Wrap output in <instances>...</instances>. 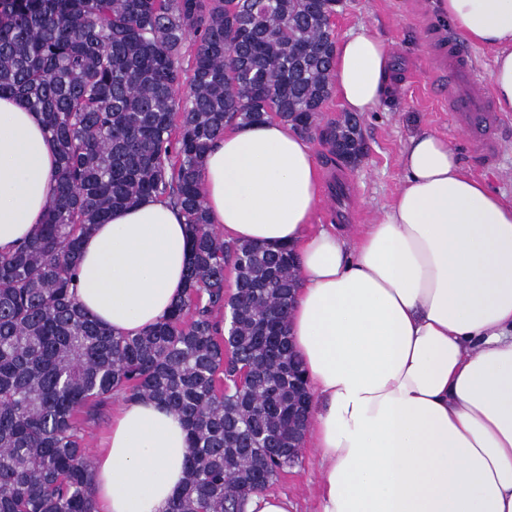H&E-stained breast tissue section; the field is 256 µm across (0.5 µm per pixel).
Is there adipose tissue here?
<instances>
[{"label": "adipose tissue", "mask_w": 512, "mask_h": 512, "mask_svg": "<svg viewBox=\"0 0 512 512\" xmlns=\"http://www.w3.org/2000/svg\"><path fill=\"white\" fill-rule=\"evenodd\" d=\"M439 2L493 50L496 108L512 112V0ZM333 76L347 111H373L390 83L387 44L346 36ZM402 164L397 196L353 247L335 228L311 231L321 170L286 123L226 128L201 182L226 239L298 255L289 336L314 395L318 512H512V203L432 134L411 137ZM57 168L41 114L1 96L0 253L43 223ZM188 257L185 219L166 200L113 211L83 239L78 302L137 334L183 297ZM187 453L164 404L122 402L94 458L97 512H166Z\"/></svg>", "instance_id": "obj_1"}]
</instances>
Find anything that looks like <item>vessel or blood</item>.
<instances>
[{
  "label": "vessel or blood",
  "mask_w": 512,
  "mask_h": 512,
  "mask_svg": "<svg viewBox=\"0 0 512 512\" xmlns=\"http://www.w3.org/2000/svg\"><path fill=\"white\" fill-rule=\"evenodd\" d=\"M428 48L436 60L437 70L449 72L452 77L448 104L460 128L472 142L480 160L493 162L499 148L498 123L476 81L469 56L442 31L435 33Z\"/></svg>",
  "instance_id": "obj_1"
}]
</instances>
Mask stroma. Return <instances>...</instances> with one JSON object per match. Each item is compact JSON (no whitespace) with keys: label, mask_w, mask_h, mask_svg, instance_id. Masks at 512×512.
<instances>
[{"label":"stroma","mask_w":512,"mask_h":512,"mask_svg":"<svg viewBox=\"0 0 512 512\" xmlns=\"http://www.w3.org/2000/svg\"><path fill=\"white\" fill-rule=\"evenodd\" d=\"M433 2L344 0L334 19L337 38L363 30L385 40L390 52L391 92L376 111L361 116L365 154L358 165H336L327 147L312 141L319 165L328 176L315 224L342 226L354 236L362 225L374 223L403 184L402 152L408 140L422 131L447 139L466 174L512 202V114L500 118L496 164L481 165L471 143L451 122L448 74L433 71L428 60L429 35L443 25ZM319 479L314 451L308 445L302 448L298 463L274 479L268 490L288 496L296 512H315Z\"/></svg>","instance_id":"1"}]
</instances>
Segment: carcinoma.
I'll list each match as a JSON object with an SVG mask.
<instances>
[{"mask_svg": "<svg viewBox=\"0 0 512 512\" xmlns=\"http://www.w3.org/2000/svg\"><path fill=\"white\" fill-rule=\"evenodd\" d=\"M335 17L336 0H0V95L43 115L59 156L45 222L0 254V512H95L84 424L118 394L164 403L186 429L185 485L166 512H245L298 462L294 411L311 398L288 330L298 261L224 241L200 168L227 123L273 115L344 166L364 156L355 114L319 121ZM149 197L185 217L187 293L153 327L115 334L77 301L81 244Z\"/></svg>", "mask_w": 512, "mask_h": 512, "instance_id": "cac0c4a2", "label": "carcinoma"}]
</instances>
